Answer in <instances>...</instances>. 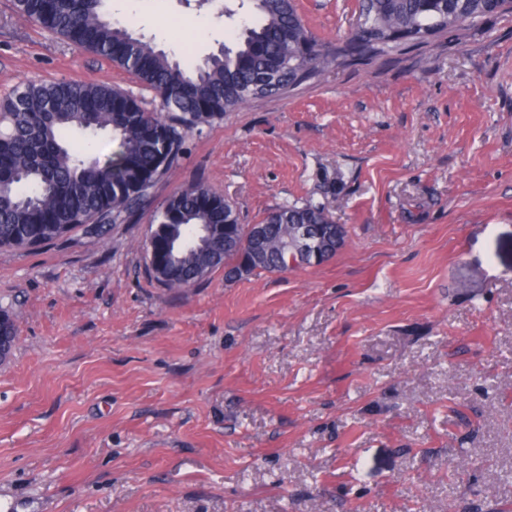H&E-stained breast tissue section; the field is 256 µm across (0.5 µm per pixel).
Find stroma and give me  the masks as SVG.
<instances>
[{
	"instance_id": "1",
	"label": "stroma",
	"mask_w": 512,
	"mask_h": 512,
	"mask_svg": "<svg viewBox=\"0 0 512 512\" xmlns=\"http://www.w3.org/2000/svg\"><path fill=\"white\" fill-rule=\"evenodd\" d=\"M334 48L359 0H295ZM138 30L195 59L192 0ZM124 69L0 0V98ZM200 181L244 224L313 201L347 230L318 266L182 290L143 244ZM0 512H512V11L331 67L186 139L105 237L0 249Z\"/></svg>"
}]
</instances>
